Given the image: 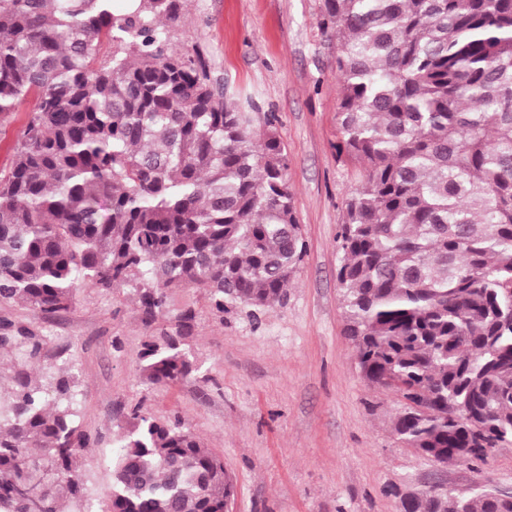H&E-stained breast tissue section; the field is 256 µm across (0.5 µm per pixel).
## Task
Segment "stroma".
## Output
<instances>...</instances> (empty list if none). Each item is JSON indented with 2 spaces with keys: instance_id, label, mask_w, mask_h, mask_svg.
<instances>
[{
  "instance_id": "stroma-1",
  "label": "stroma",
  "mask_w": 512,
  "mask_h": 512,
  "mask_svg": "<svg viewBox=\"0 0 512 512\" xmlns=\"http://www.w3.org/2000/svg\"><path fill=\"white\" fill-rule=\"evenodd\" d=\"M172 46L200 49L229 101L252 99L275 113L290 158L288 180L307 255L282 302L263 311L236 305L216 315L197 288L168 292L163 317L145 325L129 289L85 287L48 319L0 303V321L47 336L44 367L76 376L78 422L95 437L84 473L96 512H106L113 443L142 405L179 416L223 457L235 482L234 512H401L400 494L488 484L512 493V446L479 466L437 465L401 442L391 423L399 399L361 376L345 334L336 280L337 226L359 164L337 160L335 50L318 28L322 0H182ZM35 96L0 116V174L9 171ZM195 324L186 350L196 370L174 386L147 382L138 353L145 337Z\"/></svg>"
}]
</instances>
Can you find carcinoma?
<instances>
[{
    "label": "carcinoma",
    "instance_id": "obj_1",
    "mask_svg": "<svg viewBox=\"0 0 512 512\" xmlns=\"http://www.w3.org/2000/svg\"><path fill=\"white\" fill-rule=\"evenodd\" d=\"M126 2L0 0V114L37 96L0 178V302L51 317L79 288H130L148 326L171 288L220 314L270 308L306 254L277 117L172 48L181 0ZM318 27L336 43V155L364 169L337 232L361 373L401 399L402 442L483 462L512 445V0H323ZM194 319L146 337V381L192 375ZM46 345L0 324V512H92L71 368L32 374ZM128 418L108 512H224L223 458L178 417ZM404 512H512V496L429 491Z\"/></svg>",
    "mask_w": 512,
    "mask_h": 512
}]
</instances>
